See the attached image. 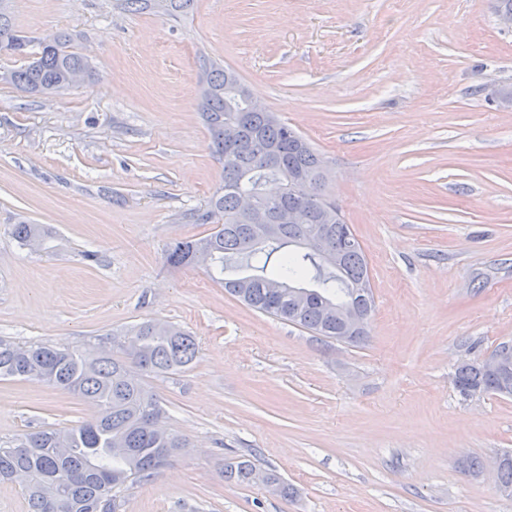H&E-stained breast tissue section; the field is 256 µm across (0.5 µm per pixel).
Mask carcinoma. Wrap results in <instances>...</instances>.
<instances>
[{
    "instance_id": "carcinoma-1",
    "label": "carcinoma",
    "mask_w": 512,
    "mask_h": 512,
    "mask_svg": "<svg viewBox=\"0 0 512 512\" xmlns=\"http://www.w3.org/2000/svg\"><path fill=\"white\" fill-rule=\"evenodd\" d=\"M133 11L151 10L173 14L186 10L192 0H122ZM30 40L12 24L5 0H0V53L26 60L9 70V85L28 94H49L69 88L66 75L87 70L78 53L68 49L62 33L50 44H39L29 57ZM209 90L201 108L210 133V149L224 164V184L217 188L205 209L193 214L197 224L212 225L204 237L169 243L168 264L195 265L197 253L209 255L210 276L222 275L230 261L256 271L254 275L227 278L224 289L255 310L307 329L319 336L339 335L336 317L324 315L322 305L343 302L372 314L373 295H360L355 285L369 280L362 248H350L339 272L323 269L310 252L283 255L276 273L265 271L271 254L286 244L316 237L328 249L336 248L352 226L336 217V205L324 200V161L305 137L269 112H242L240 102L231 100L226 88L239 82L238 76L212 62L205 64ZM244 121L245 141L232 152L224 146V124ZM274 149L285 167L275 168L265 160L263 150ZM293 175L307 183L288 182L275 197L262 194L263 183L275 177ZM251 193L262 207L296 206L307 215L304 224H274L265 231L247 223L238 212L237 197ZM14 237L24 246L44 240L39 224H16ZM317 270L318 288L290 284L306 271ZM192 336L177 326L151 320L121 333L112 334V351L94 354L88 349L42 343L20 344L0 337V379L35 380L60 388L92 402L97 415L63 429L48 427L0 440V479L24 478L22 491L28 512H96L100 499L112 497V488L134 478L148 477L166 467L174 454L186 447L181 437L161 425L165 409L142 383L136 372L168 373L191 365L197 357ZM454 385L466 397L469 390L512 397V370L493 371L479 357L456 368ZM255 465L244 461L224 468L228 480L251 482ZM48 484L57 487L56 496L45 495Z\"/></svg>"
}]
</instances>
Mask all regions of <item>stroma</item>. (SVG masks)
Listing matches in <instances>:
<instances>
[{
    "instance_id": "obj_1",
    "label": "stroma",
    "mask_w": 512,
    "mask_h": 512,
    "mask_svg": "<svg viewBox=\"0 0 512 512\" xmlns=\"http://www.w3.org/2000/svg\"><path fill=\"white\" fill-rule=\"evenodd\" d=\"M32 40L63 33L89 71L67 90L0 84V336L98 348L166 321L198 357L143 382L189 445L117 487L118 512H512L492 477L512 398L461 396V356L512 341V28L495 0H11ZM234 70L328 161L361 242L364 341L254 310L168 243L224 180L201 73ZM16 224H41L39 249ZM88 401L0 380V440L92 419ZM249 457L292 493L224 478ZM478 461L465 469V460ZM124 7L133 11L151 10L154 12H164L173 14L186 10L192 0H122ZM159 2L163 3L161 9L158 8Z\"/></svg>"
}]
</instances>
